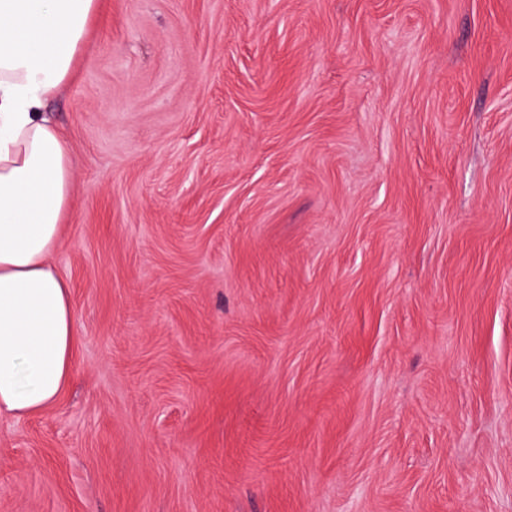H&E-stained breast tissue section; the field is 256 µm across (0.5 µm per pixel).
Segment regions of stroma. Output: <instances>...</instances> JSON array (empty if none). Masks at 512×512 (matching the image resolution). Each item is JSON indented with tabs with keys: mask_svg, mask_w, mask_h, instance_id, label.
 Here are the masks:
<instances>
[{
	"mask_svg": "<svg viewBox=\"0 0 512 512\" xmlns=\"http://www.w3.org/2000/svg\"><path fill=\"white\" fill-rule=\"evenodd\" d=\"M46 110L77 350L0 512H512V0H102Z\"/></svg>",
	"mask_w": 512,
	"mask_h": 512,
	"instance_id": "obj_1",
	"label": "stroma"
}]
</instances>
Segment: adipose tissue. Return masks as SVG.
I'll return each instance as SVG.
<instances>
[{
	"mask_svg": "<svg viewBox=\"0 0 512 512\" xmlns=\"http://www.w3.org/2000/svg\"><path fill=\"white\" fill-rule=\"evenodd\" d=\"M97 0H0V413L52 404L73 367L75 313L54 257L72 146L44 112L70 79Z\"/></svg>",
	"mask_w": 512,
	"mask_h": 512,
	"instance_id": "obj_1",
	"label": "adipose tissue"
}]
</instances>
